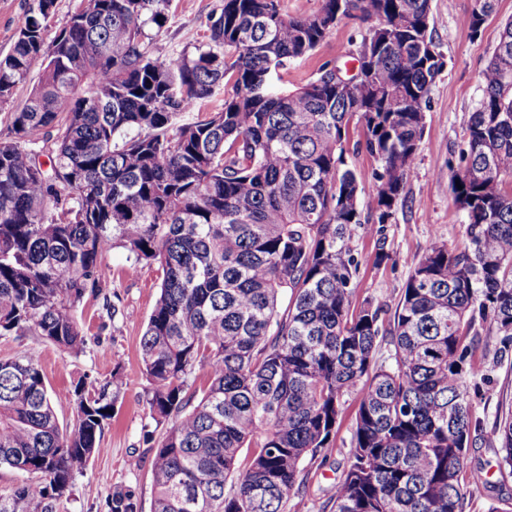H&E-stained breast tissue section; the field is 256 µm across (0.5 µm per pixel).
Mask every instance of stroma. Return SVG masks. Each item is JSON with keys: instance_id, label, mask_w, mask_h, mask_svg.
<instances>
[{"instance_id": "stroma-1", "label": "stroma", "mask_w": 512, "mask_h": 512, "mask_svg": "<svg viewBox=\"0 0 512 512\" xmlns=\"http://www.w3.org/2000/svg\"><path fill=\"white\" fill-rule=\"evenodd\" d=\"M473 6L474 0H431L432 35L445 66L432 87L406 203L385 225L383 234L369 232L374 202L368 194L361 199L363 226L353 240L360 260L354 304L378 297L388 310H395L411 268L430 244L441 241L454 249L467 242L462 213L448 189V162L465 137L468 113L483 97L479 75L499 40L502 21L512 17V0H498L496 15L477 35L463 24ZM223 7L224 0H173L156 40V56L164 59L205 47L210 24ZM365 28L361 19L343 20L315 51L289 67L283 75L284 85L306 83L328 61L352 67ZM384 252L389 255L385 261L380 258ZM103 264L108 273L104 297L86 296L77 311L89 337L81 356H69L35 336L7 334L0 335V359L39 350L45 381L57 392L70 389L73 381L85 375L102 381L120 375L122 393L104 430V451L75 473L72 493L57 503L56 512H107L106 501L117 489L133 491L140 512H151L150 456L143 438L149 419L141 401L147 381L140 341L159 294L161 272L157 266L145 265L129 274L130 262L120 249H106ZM109 304L115 305L116 314H107ZM497 346L496 337H489L484 354L475 357L491 376L487 392L473 397L476 415L488 423L497 414L512 410V362L497 361ZM358 406L357 394L346 396L334 441L325 457L304 462L305 486L291 497L287 512H322L347 464Z\"/></svg>"}]
</instances>
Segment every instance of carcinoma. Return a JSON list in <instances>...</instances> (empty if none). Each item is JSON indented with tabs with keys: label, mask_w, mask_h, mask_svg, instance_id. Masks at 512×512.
Instances as JSON below:
<instances>
[{
	"label": "carcinoma",
	"mask_w": 512,
	"mask_h": 512,
	"mask_svg": "<svg viewBox=\"0 0 512 512\" xmlns=\"http://www.w3.org/2000/svg\"><path fill=\"white\" fill-rule=\"evenodd\" d=\"M171 2L81 0L48 43L55 0H32L0 58L1 106L37 76L11 113L13 139L0 143V335L29 333L78 357L88 336L77 309L107 281L105 248L124 249L132 271L159 266L141 338L142 403L165 427L157 441L144 430L156 441L152 512H286L352 390L360 404L330 512H466L469 485L503 491L470 459L483 431L471 393L491 383L475 362L482 334L497 337L499 358L512 352V17L449 167L468 243L428 247L386 328L380 299L351 308L366 179L346 162L347 134L360 127L380 163V235L405 201L445 65L431 0H321L296 17L280 0H224L206 49L161 59L150 30ZM496 2L475 0L472 34ZM357 13L372 24L355 84L338 88L326 62L306 83L276 87ZM226 80L234 93L221 111L181 122ZM51 132L43 169L34 145ZM198 368L206 380L195 387ZM120 395L115 379H79L62 427L39 354L0 359V469L22 477L0 494V512H55L74 472L104 452ZM490 432L500 474H512V414ZM106 506L139 512L130 491Z\"/></svg>",
	"instance_id": "carcinoma-1"
}]
</instances>
